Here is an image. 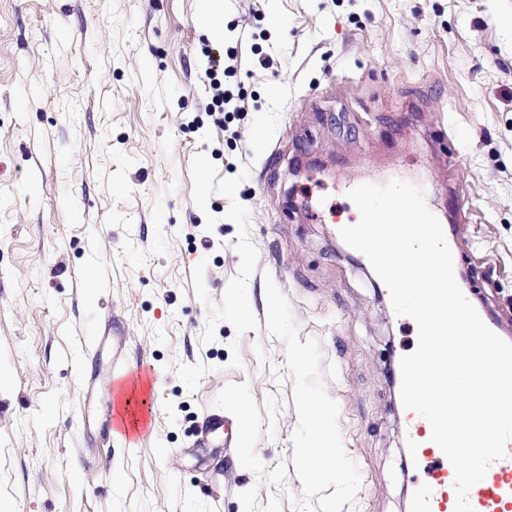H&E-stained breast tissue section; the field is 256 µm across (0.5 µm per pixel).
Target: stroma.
Returning <instances> with one entry per match:
<instances>
[{
	"instance_id": "1",
	"label": "stroma",
	"mask_w": 512,
	"mask_h": 512,
	"mask_svg": "<svg viewBox=\"0 0 512 512\" xmlns=\"http://www.w3.org/2000/svg\"><path fill=\"white\" fill-rule=\"evenodd\" d=\"M223 2L0 0V512H407L415 325L340 238L341 183L394 170L442 208L454 162L460 287L512 335V0ZM96 328L154 368L132 446L107 381L82 398ZM307 395L338 477L304 472Z\"/></svg>"
}]
</instances>
